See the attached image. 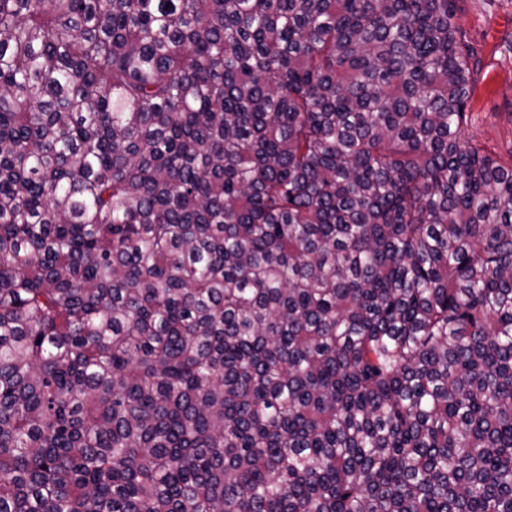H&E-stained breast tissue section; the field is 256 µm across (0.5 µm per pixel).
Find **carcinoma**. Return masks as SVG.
<instances>
[{"instance_id": "carcinoma-1", "label": "carcinoma", "mask_w": 512, "mask_h": 512, "mask_svg": "<svg viewBox=\"0 0 512 512\" xmlns=\"http://www.w3.org/2000/svg\"><path fill=\"white\" fill-rule=\"evenodd\" d=\"M460 12L0 0V512H512Z\"/></svg>"}]
</instances>
